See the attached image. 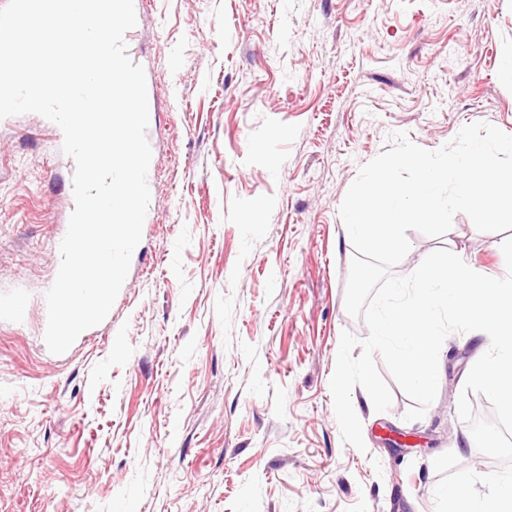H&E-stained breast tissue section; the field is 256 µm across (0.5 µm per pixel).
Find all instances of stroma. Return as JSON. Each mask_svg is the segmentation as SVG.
<instances>
[{
	"label": "stroma",
	"instance_id": "1",
	"mask_svg": "<svg viewBox=\"0 0 512 512\" xmlns=\"http://www.w3.org/2000/svg\"><path fill=\"white\" fill-rule=\"evenodd\" d=\"M131 43L153 204L106 320L60 355L45 293L74 165L43 116L0 119V512H435V457L500 469L457 413L483 332L446 338L422 419L355 388L362 451L330 379L342 332L368 334L345 194L393 133L512 134V0H140ZM407 236L396 275L441 248L506 275L503 234L466 214Z\"/></svg>",
	"mask_w": 512,
	"mask_h": 512
}]
</instances>
